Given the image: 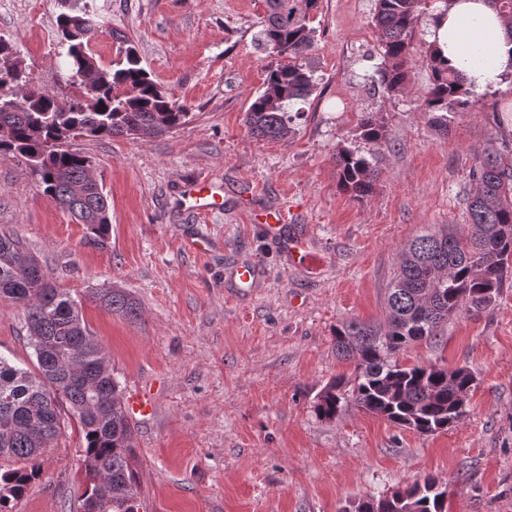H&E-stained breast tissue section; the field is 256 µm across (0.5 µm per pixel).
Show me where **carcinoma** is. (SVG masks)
<instances>
[{"instance_id": "carcinoma-1", "label": "carcinoma", "mask_w": 512, "mask_h": 512, "mask_svg": "<svg viewBox=\"0 0 512 512\" xmlns=\"http://www.w3.org/2000/svg\"><path fill=\"white\" fill-rule=\"evenodd\" d=\"M426 0H376L375 28L381 63L372 79L387 94L405 89L413 38ZM263 42L276 63L268 67L264 87L245 117L248 132L265 140L292 133L290 104L306 102L316 89L307 60L314 43L310 9L318 0H267ZM60 41L71 63L88 49L99 22L86 11L57 18ZM426 57L432 82L424 97L431 121L448 130V115L470 106L471 90L463 74L437 58ZM26 98L16 112L0 111L1 156H19L46 195L86 228V243L103 248L111 232L109 204L91 161L61 140L74 135L111 139L139 130L164 133L189 116L170 89L155 82L141 66L134 47L116 66L103 71L84 101L45 92L29 73L0 71V102L18 86ZM277 105H268V93ZM359 136L374 147L365 154L347 146L336 150L340 189L356 200L373 193L379 172L375 152L389 140L388 130L370 112L362 116ZM465 204L469 230L424 233L402 250L399 268L386 293V318L379 325L350 321L336 327V355L353 363L350 388L341 379L320 392L315 411L333 419L348 400L388 421L420 434L446 430L460 421L459 408L474 385L466 367L406 366L400 352L417 340L439 335L448 319L462 311L478 312L496 301L512 277V148H485L468 175ZM112 312L138 317L136 302L118 288L91 290ZM0 300L24 306L29 344L38 373L0 356V458L19 463L0 473V512H13L40 475V457L64 426L63 404L77 417L82 435L81 462L89 484L86 498H96L98 512H138L132 467L135 439L119 382L104 349L88 329L81 303L57 288L38 259L11 233H0ZM446 491L431 477L355 506V512H445Z\"/></svg>"}]
</instances>
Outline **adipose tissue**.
<instances>
[{"label":"adipose tissue","mask_w":512,"mask_h":512,"mask_svg":"<svg viewBox=\"0 0 512 512\" xmlns=\"http://www.w3.org/2000/svg\"><path fill=\"white\" fill-rule=\"evenodd\" d=\"M428 40L449 67L463 72L472 90L497 86L512 72V31L487 0H452L449 8L438 9L429 25ZM475 46L481 55L473 62L469 52Z\"/></svg>","instance_id":"1"}]
</instances>
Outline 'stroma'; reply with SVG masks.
<instances>
[{"mask_svg": "<svg viewBox=\"0 0 512 512\" xmlns=\"http://www.w3.org/2000/svg\"><path fill=\"white\" fill-rule=\"evenodd\" d=\"M94 14L99 66L134 47L151 77L189 110L160 135L81 138L108 196L107 247L43 195L16 157L0 156V231L17 235L58 288L82 303L123 395L149 397L129 422L136 440L139 512H346L358 502L433 477L446 512H512V282L497 302L449 319L441 336L410 344L408 365L469 368L475 384L453 427L423 435L355 403L316 415L318 393L351 378L333 332L378 322L402 247L430 227L466 232L463 202L478 150L512 138V77L473 93L439 132L424 110L432 79L424 54L403 92L370 80L381 61L375 0H320L309 60L316 90L294 133L251 136L244 117L272 59L262 42L265 0H0L10 39L35 83L56 92L67 74L56 19ZM389 141L376 155L374 192L338 187L339 146L360 147L363 113ZM223 190L198 214L183 188ZM278 210L287 236L321 264H297L266 231ZM251 266L254 283L236 271ZM94 288H122L141 316L114 314ZM0 356L37 366L23 306L0 301ZM78 424L41 457L42 473L14 512H80L87 486Z\"/></svg>", "mask_w": 512, "mask_h": 512, "instance_id": "1", "label": "stroma"}]
</instances>
